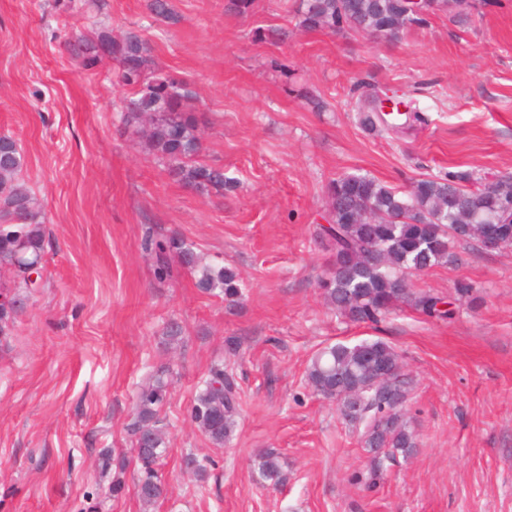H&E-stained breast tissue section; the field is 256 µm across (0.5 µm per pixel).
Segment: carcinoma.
<instances>
[{"instance_id": "1", "label": "carcinoma", "mask_w": 512, "mask_h": 512, "mask_svg": "<svg viewBox=\"0 0 512 512\" xmlns=\"http://www.w3.org/2000/svg\"><path fill=\"white\" fill-rule=\"evenodd\" d=\"M469 0H427V13L446 9L460 12ZM150 12L171 24L178 16L168 0H150ZM296 25L311 31L354 32L398 39L410 26L426 22L411 14L409 0H295ZM74 50L84 66L92 67L102 56L117 62L121 83L131 89L123 105L125 125L138 134L145 148L161 161L169 176L182 186L202 193L224 195L234 179L224 168L198 160L202 150L204 116L189 104L184 80L159 74L149 45L134 33L121 38L106 27L76 37ZM361 126L371 132L403 134L426 123L419 112H379L373 94L361 95L353 105ZM23 150L8 133H0V338L11 333L22 309L19 296L29 291L27 271L42 264L46 226L37 200L22 179ZM325 219L320 242L330 254L332 267L319 279L325 302L336 315L356 323L377 324L393 310L408 305L426 316L446 321L455 306L474 302V285L459 280L454 294L444 298L416 288L405 280L417 278L438 266L459 261L457 249L478 247L492 232L498 250H512V175L493 182L472 172L424 175L401 190L373 177L345 173L325 186ZM146 248L154 255L160 277L172 274L171 255L197 275V286L210 293L219 288L224 300L238 302L241 279L224 266H199L194 246L177 237H147ZM383 366L399 371L394 382L377 387L362 400L358 391L373 382ZM400 356L382 340L354 345L337 343L319 350L306 371L308 386L319 395L336 394L338 410L358 430L363 449L372 455L364 478L367 488L376 486L387 459L410 457L417 447L414 430L404 418L410 381L400 373ZM170 396L167 370L161 369L135 396L133 419L128 426L138 465L134 493L145 506L155 504L165 486L158 466L167 451L159 413ZM241 396L234 378L215 365L198 390L191 420L217 446L229 442L236 431ZM260 477L272 486L288 481V474L273 448L256 456Z\"/></svg>"}]
</instances>
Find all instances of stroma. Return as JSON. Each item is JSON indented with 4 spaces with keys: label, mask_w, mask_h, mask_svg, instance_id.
<instances>
[{
    "label": "stroma",
    "mask_w": 512,
    "mask_h": 512,
    "mask_svg": "<svg viewBox=\"0 0 512 512\" xmlns=\"http://www.w3.org/2000/svg\"><path fill=\"white\" fill-rule=\"evenodd\" d=\"M170 3L174 25L147 0H0V133L23 149L47 228L42 285L0 341V512H512V252H466L417 278L442 296L459 280L478 287L476 307L449 321L405 308L352 323L317 288L329 179L403 189L423 174L512 173V0H472L465 15L377 42L298 29L282 0L247 16L224 0ZM98 26L138 34L159 73L186 80L207 119L199 159L233 187H182L125 130L129 89L111 59L88 69L68 47ZM261 28L288 38L262 40ZM371 87L397 91L426 124L363 131L352 103ZM149 234L236 269L242 299L201 292L178 267L158 278ZM171 322L183 328L173 345ZM378 339L411 380L417 450L386 462L369 490L354 479L370 467L356 431L305 376L320 346ZM216 364L242 403L221 448L189 417ZM162 367L173 377L160 413L167 494L147 511L133 473L112 494L98 458L130 456L135 395ZM265 448L281 456L283 487L254 466Z\"/></svg>",
    "instance_id": "obj_1"
}]
</instances>
